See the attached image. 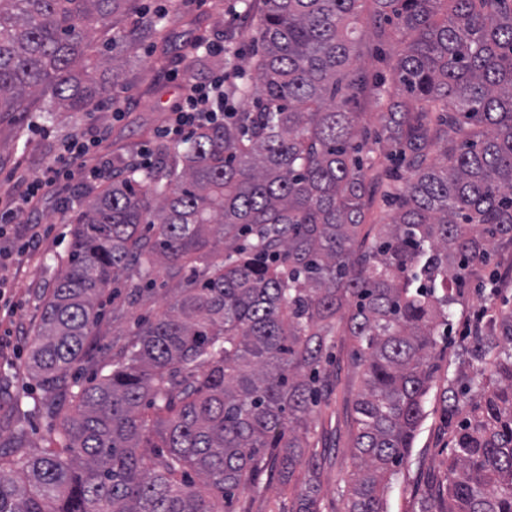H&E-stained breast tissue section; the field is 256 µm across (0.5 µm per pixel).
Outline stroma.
Wrapping results in <instances>:
<instances>
[{
	"mask_svg": "<svg viewBox=\"0 0 512 512\" xmlns=\"http://www.w3.org/2000/svg\"><path fill=\"white\" fill-rule=\"evenodd\" d=\"M179 14L168 27V43L155 44L141 34L134 44L116 43L112 53L119 59L118 70L100 71L101 83L117 97L116 109L91 107L86 112L54 110L46 114L38 108L26 112L0 114V199L13 192L19 176L37 174L51 156L60 154L64 144L77 138L90 145V156L103 164L104 177L119 173L141 151L158 153L169 145L163 130L180 89L168 80V72L185 73L187 62L181 54L184 44L204 36L207 49L199 51L194 77L209 82L220 74L219 47L236 38L238 62L251 69L257 44V20L261 0H252L251 11H243L240 0H178ZM409 37L400 32L377 41L364 33L356 51L371 76L390 75ZM72 181L43 194L23 212L5 233L0 234V289L14 307L13 315L0 313V435L23 431L25 447L14 449L15 461L39 453L49 445L51 422L35 408L33 399L40 391L25 369L34 330L39 324L46 295L53 287L65 262L69 226L64 217L69 210L85 205L91 183L82 178L80 160H73ZM43 235L39 250L23 255L19 247L33 232ZM136 268H129L114 283L117 293L107 302V315L88 342L87 354L74 374L78 383L110 373L123 361L133 342L137 322L153 318L164 310L176 288V279L160 273L149 293L140 299L130 296V284L139 282ZM483 280L474 279L456 306L453 333L443 354L444 363H462L459 341L472 334L477 316L485 306ZM332 358L323 370L324 396L310 417L309 438L322 450L318 471L319 512H345L339 490L353 469L351 446L355 436L353 401L360 388V377L353 365L352 341L336 336ZM427 416L416 437L411 463L403 469L386 495V512H419L420 499L429 491V481L438 473L448 433L441 422L439 388H432L426 402ZM232 512H296L295 493L283 485L277 472L264 471L254 488L238 493Z\"/></svg>",
	"mask_w": 512,
	"mask_h": 512,
	"instance_id": "stroma-1",
	"label": "stroma"
}]
</instances>
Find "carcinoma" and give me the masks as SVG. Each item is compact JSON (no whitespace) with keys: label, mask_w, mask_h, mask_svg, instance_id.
I'll return each mask as SVG.
<instances>
[{"label":"carcinoma","mask_w":512,"mask_h":512,"mask_svg":"<svg viewBox=\"0 0 512 512\" xmlns=\"http://www.w3.org/2000/svg\"><path fill=\"white\" fill-rule=\"evenodd\" d=\"M128 0H0V112L47 95L88 110L93 76L132 41ZM360 0H263L257 61L224 47V96L243 106L129 165L67 218V259L30 347L57 444L22 462L0 448V512H223L268 464L288 483L316 469L308 441L336 322L355 344V469L346 512H384L437 381L448 455L420 512H512V308L486 294L484 327L461 338L472 368L441 374L439 340L474 266L512 242V0H373V28L413 35L393 82H368L354 54ZM167 13L139 24L161 36ZM386 107L379 158L359 142L365 96ZM439 154V165L428 162ZM396 215L359 239L372 183ZM136 265L180 277L112 372L74 393L70 370L101 320V298ZM152 448L147 457L143 449ZM203 488L185 479L188 471ZM319 489L300 487L298 512Z\"/></svg>","instance_id":"cac0c4a2"}]
</instances>
